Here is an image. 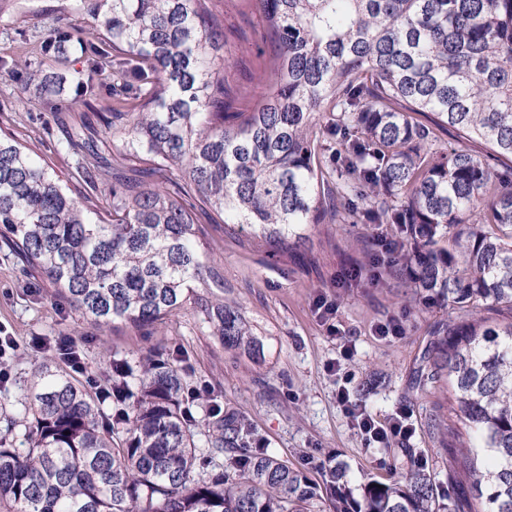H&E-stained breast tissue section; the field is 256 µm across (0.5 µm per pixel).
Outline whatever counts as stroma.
<instances>
[{"mask_svg": "<svg viewBox=\"0 0 512 512\" xmlns=\"http://www.w3.org/2000/svg\"><path fill=\"white\" fill-rule=\"evenodd\" d=\"M56 4L18 0L12 17L0 21V50L15 51V30L37 26V13H50ZM224 32L230 71L249 84L258 63L260 20L242 10L240 0H224ZM72 121L71 115L19 102L14 83L0 78V131L40 154L62 177L77 157L55 145ZM389 230L386 224H320L299 254L271 256L245 236L207 225L206 248L224 269V298L238 303L256 327L264 345L260 361L225 349L190 310L148 336L121 325L104 332L82 325L64 303L51 301L48 283L0 247V328L19 344L8 357L11 371L0 383V398H9L8 413L20 411L34 364L54 353L61 336L80 342L87 371L100 384L109 378L113 358L134 362L154 349L176 352L185 358L186 392L214 391L224 408L248 417L269 452L311 473L324 462L346 463L354 489L364 475L391 479L400 465L414 463L436 478L441 512H473L478 503L458 478L456 447L466 430L449 410L448 386L419 384L430 370L429 327L447 317V306L424 304L394 276L350 288L336 284L362 259L366 245ZM321 294L336 303L328 323L313 309ZM393 316L403 319V335L379 337L376 326ZM347 344L353 347L348 360ZM362 386L367 392L361 397ZM341 389L381 422L408 410L415 434L385 448L366 446L336 399Z\"/></svg>", "mask_w": 512, "mask_h": 512, "instance_id": "35a3bbf8", "label": "stroma"}]
</instances>
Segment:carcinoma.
I'll return each mask as SVG.
<instances>
[{"label":"carcinoma","instance_id":"obj_1","mask_svg":"<svg viewBox=\"0 0 512 512\" xmlns=\"http://www.w3.org/2000/svg\"><path fill=\"white\" fill-rule=\"evenodd\" d=\"M216 2L58 0L36 39L18 32L32 57L3 53L0 77L80 113L61 145L92 162L66 184L0 133L4 245L99 330L148 333L190 304L224 348L260 357L241 308L211 292L224 271L196 210L274 256L318 224L395 225L363 269L451 307L427 381L448 382L470 431L460 467L482 512H512V322L476 311L512 310V0H243L273 46L258 99L229 79ZM75 45L84 77L69 84L44 62ZM178 362L114 359L94 395L55 356L38 362L4 418L0 512H439L415 465L357 497L344 464L313 480L209 391L185 395ZM202 435L223 470L204 471Z\"/></svg>","mask_w":512,"mask_h":512}]
</instances>
